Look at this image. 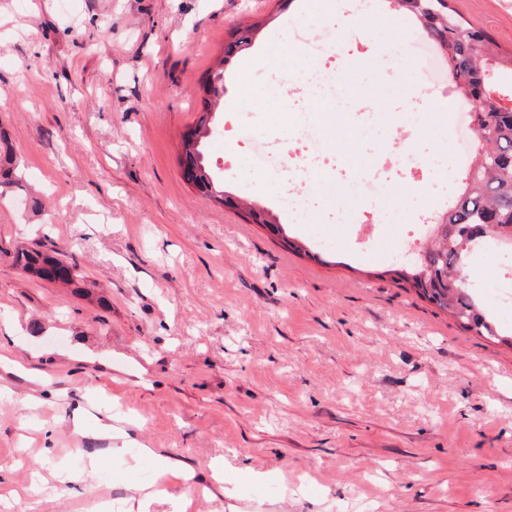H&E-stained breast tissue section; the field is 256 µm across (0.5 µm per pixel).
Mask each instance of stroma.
<instances>
[{"label": "stroma", "mask_w": 512, "mask_h": 512, "mask_svg": "<svg viewBox=\"0 0 512 512\" xmlns=\"http://www.w3.org/2000/svg\"><path fill=\"white\" fill-rule=\"evenodd\" d=\"M365 2L360 18L336 15L333 0H0V133L21 174L0 189V491L49 479L36 504L0 512L127 505L154 479L152 464L127 468L143 444L194 473L149 512L186 498L188 512H512V346L391 275L420 197L459 193L453 131L406 127L402 113L427 106L397 94L355 99L350 125L322 129L328 149L354 142L336 166L356 178L364 158L442 162V181L402 178L404 208L361 252L358 226L379 200L354 204L327 181L316 210L292 218L230 125L246 112L284 127L274 74L300 65L289 45L302 24L330 38L363 29L348 70L363 85L381 57L418 71L426 31L401 28L386 0ZM453 6L512 52V0ZM254 22L252 46L224 67L204 152L225 192L283 234L201 198L179 164L201 81ZM376 110L388 123L365 136ZM46 240L77 263L83 293L15 268L16 250ZM496 253H474L468 272L507 327ZM77 415L86 434L72 431ZM101 421L123 437L100 436ZM91 458L94 470L75 468ZM218 461L233 469L220 491Z\"/></svg>", "instance_id": "stroma-1"}]
</instances>
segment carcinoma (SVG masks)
Listing matches in <instances>:
<instances>
[{"label":"carcinoma","instance_id":"1","mask_svg":"<svg viewBox=\"0 0 512 512\" xmlns=\"http://www.w3.org/2000/svg\"><path fill=\"white\" fill-rule=\"evenodd\" d=\"M399 12L413 17L428 29L433 41L446 43L448 71L463 94L481 100L479 130H495L494 140L476 134V151L464 175L463 191L457 205L444 215L445 222L464 230L473 228L469 244L485 239L483 227L499 236H512V108L501 105L485 82L487 64L498 61L501 85L497 94L512 96V56H501L489 34L464 21L450 6V0H402ZM462 243L458 234L429 239L423 252L408 266L393 273L422 298L450 314L465 330L512 344V330L499 326L484 312L471 286L460 287L457 274L468 277L458 261ZM13 264L25 273L79 288L75 266L58 257L53 249H19Z\"/></svg>","mask_w":512,"mask_h":512}]
</instances>
